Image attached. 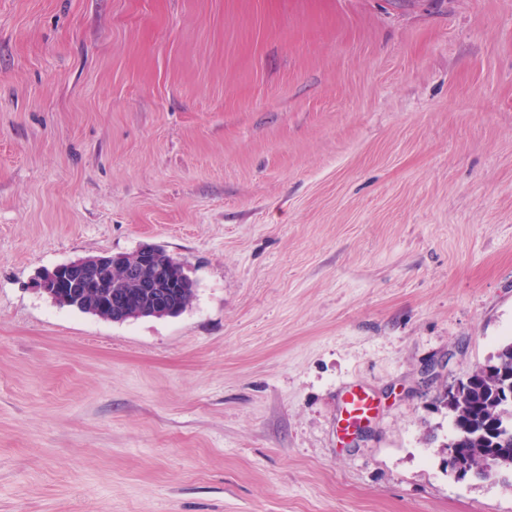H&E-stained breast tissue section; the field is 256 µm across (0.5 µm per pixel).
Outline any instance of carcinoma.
<instances>
[{
	"label": "carcinoma",
	"instance_id": "cac0c4a2",
	"mask_svg": "<svg viewBox=\"0 0 512 512\" xmlns=\"http://www.w3.org/2000/svg\"><path fill=\"white\" fill-rule=\"evenodd\" d=\"M157 262L173 278L182 276V264L162 248ZM509 389L512 341L502 344L477 371L458 379L440 397L453 418L452 440L462 448L463 464L474 475L486 468L490 455L497 461L496 476L512 474V404L505 403Z\"/></svg>",
	"mask_w": 512,
	"mask_h": 512
}]
</instances>
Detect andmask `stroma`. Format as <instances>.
<instances>
[{
	"label": "stroma",
	"instance_id": "35a3bbf8",
	"mask_svg": "<svg viewBox=\"0 0 512 512\" xmlns=\"http://www.w3.org/2000/svg\"><path fill=\"white\" fill-rule=\"evenodd\" d=\"M147 244L177 316L34 288ZM509 341L512 0H0V512H512ZM138 254V260L141 262H149L156 254L152 250L147 249L146 247L141 248L136 251ZM157 255V262L159 265L164 266L168 269L170 276L175 279H179L183 274V266L182 264L175 263L174 258L169 255L163 248L159 249ZM458 379L447 387L440 403L453 418L454 434L446 445L447 464L465 478L458 462L462 450L463 464L472 477L487 466L489 455L497 461L496 476L510 473L512 486V404H506V391L512 394V341L502 344L495 354L473 374ZM505 476V475H504ZM371 410L372 403L364 392L356 389L350 390L345 398V411L347 414L345 428H348L354 421L367 417Z\"/></svg>",
	"mask_w": 512,
	"mask_h": 512
}]
</instances>
